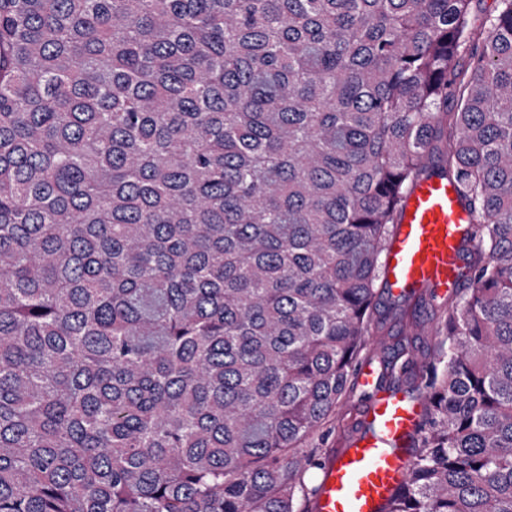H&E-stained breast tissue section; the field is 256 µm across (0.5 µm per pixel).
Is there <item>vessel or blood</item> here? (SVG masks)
<instances>
[{"label":"vessel or blood","instance_id":"1","mask_svg":"<svg viewBox=\"0 0 512 512\" xmlns=\"http://www.w3.org/2000/svg\"><path fill=\"white\" fill-rule=\"evenodd\" d=\"M471 223L455 182L432 176L414 184L385 251L388 292L410 298L461 288ZM359 382L371 397L356 430L328 456L311 512H387L407 477L421 404L407 390L382 387L374 364L360 368Z\"/></svg>","mask_w":512,"mask_h":512}]
</instances>
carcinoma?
I'll return each instance as SVG.
<instances>
[{
    "mask_svg": "<svg viewBox=\"0 0 512 512\" xmlns=\"http://www.w3.org/2000/svg\"><path fill=\"white\" fill-rule=\"evenodd\" d=\"M472 3L0 0V512H298L433 175L469 288L386 512H512V0L461 85Z\"/></svg>",
    "mask_w": 512,
    "mask_h": 512,
    "instance_id": "carcinoma-1",
    "label": "carcinoma"
}]
</instances>
